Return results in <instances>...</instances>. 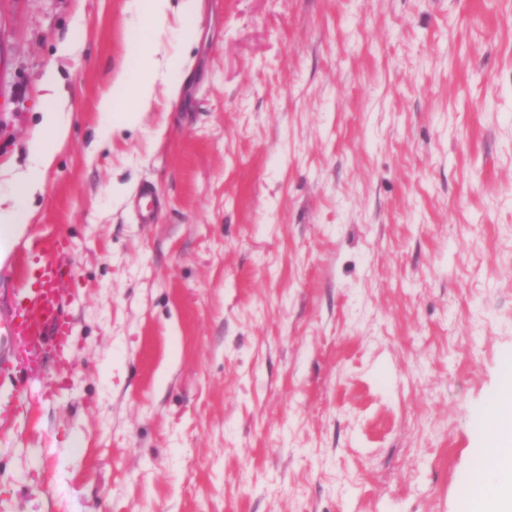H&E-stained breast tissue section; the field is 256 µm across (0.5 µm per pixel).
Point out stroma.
I'll return each mask as SVG.
<instances>
[{"label": "stroma", "instance_id": "obj_1", "mask_svg": "<svg viewBox=\"0 0 512 512\" xmlns=\"http://www.w3.org/2000/svg\"><path fill=\"white\" fill-rule=\"evenodd\" d=\"M128 2L0 0V193L55 69L27 234L76 267L68 385L0 375V512H458L512 358V0H199L187 46ZM149 37L181 94L99 143Z\"/></svg>", "mask_w": 512, "mask_h": 512}]
</instances>
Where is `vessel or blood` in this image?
I'll use <instances>...</instances> for the list:
<instances>
[{"mask_svg": "<svg viewBox=\"0 0 512 512\" xmlns=\"http://www.w3.org/2000/svg\"><path fill=\"white\" fill-rule=\"evenodd\" d=\"M24 253L33 259L37 285L15 292V312L4 324L20 348L8 367L20 389L46 364H54L63 381L74 364L72 323L59 292L62 281L75 277L71 244L62 236L41 235Z\"/></svg>", "mask_w": 512, "mask_h": 512, "instance_id": "1", "label": "vessel or blood"}]
</instances>
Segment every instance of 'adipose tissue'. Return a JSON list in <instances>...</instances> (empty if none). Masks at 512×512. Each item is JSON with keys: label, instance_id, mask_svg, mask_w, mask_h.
<instances>
[{"label": "adipose tissue", "instance_id": "ef3b65f1", "mask_svg": "<svg viewBox=\"0 0 512 512\" xmlns=\"http://www.w3.org/2000/svg\"><path fill=\"white\" fill-rule=\"evenodd\" d=\"M135 22L151 33L168 28L171 17L188 19L198 9L197 0H131ZM156 49L150 41L137 45L132 59L126 60L112 80V89L105 94L99 109L108 117L98 129V139L106 143L116 129L140 122L144 112L156 100L159 80L179 72L183 61L169 57L155 58ZM58 85V74L49 69L43 75L41 88L47 101L41 112L42 136L33 140L29 152L33 167L17 176L12 193L0 197V243L10 247L23 237L34 211L33 196L41 190L40 175L54 162L69 136V125L52 100ZM480 469L477 483L483 494L479 500H466L461 512H512V383L503 382L486 408L477 448Z\"/></svg>", "mask_w": 512, "mask_h": 512}]
</instances>
